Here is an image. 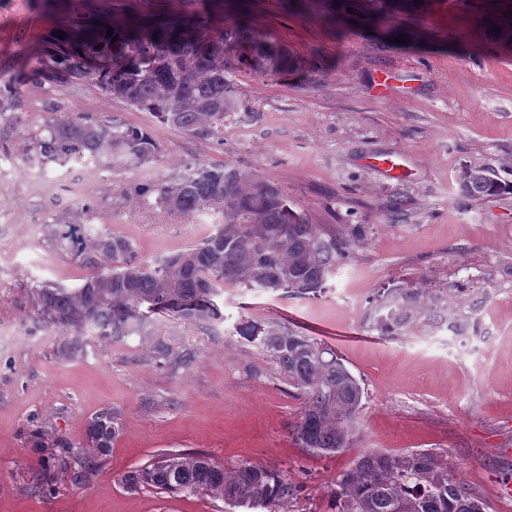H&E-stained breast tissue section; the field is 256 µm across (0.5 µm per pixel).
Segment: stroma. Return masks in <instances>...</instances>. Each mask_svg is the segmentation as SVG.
Returning <instances> with one entry per match:
<instances>
[{
  "instance_id": "obj_1",
  "label": "stroma",
  "mask_w": 512,
  "mask_h": 512,
  "mask_svg": "<svg viewBox=\"0 0 512 512\" xmlns=\"http://www.w3.org/2000/svg\"><path fill=\"white\" fill-rule=\"evenodd\" d=\"M79 0H0V84L20 81L40 122L39 53L46 34ZM106 19L168 17L208 9L235 18L247 4L254 25L288 51L292 66L274 76L245 74L246 102L224 123L215 146L150 121L147 113L104 101L94 82L51 89L68 112H87L148 127L163 147L153 167L118 177L75 165L47 168L31 190L23 177L0 184V251L28 250L0 274V322L24 339L0 348V512H225L221 498L128 491L124 474L161 453L201 454L233 468L259 464L303 487L294 512H334L330 490L364 450L429 451L484 498L488 512H512L497 486L512 480V190L474 200L458 189L462 170L493 168L512 183V48L491 42L480 17L490 0H423L404 25L414 40L395 43L364 20H325L331 0H80ZM398 155L409 171L389 177L372 158ZM232 163L275 181L311 223L362 236L321 296L234 288L224 320L179 325L194 362L157 368L138 339L104 342L86 357L53 354L49 328L33 320L29 287L78 283L79 267L49 256L43 226L88 202L97 227L131 239L152 261L199 243L205 216H170L137 196L120 205V188L198 164ZM405 202L392 217L393 200ZM404 286L444 295V320L422 314L406 331L369 330L372 298ZM242 321L282 323L336 351L364 390L348 451L308 453L294 438L302 401L279 367L241 338ZM459 323L461 349L419 356L411 336L448 335ZM120 412L122 430L97 472L76 480V457L89 420Z\"/></svg>"
}]
</instances>
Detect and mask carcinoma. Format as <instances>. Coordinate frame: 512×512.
Instances as JSON below:
<instances>
[{
    "instance_id": "carcinoma-1",
    "label": "carcinoma",
    "mask_w": 512,
    "mask_h": 512,
    "mask_svg": "<svg viewBox=\"0 0 512 512\" xmlns=\"http://www.w3.org/2000/svg\"><path fill=\"white\" fill-rule=\"evenodd\" d=\"M420 2L334 0L329 20L340 24L341 14L351 7L387 23L388 38H402L406 32L393 19L414 14ZM110 27L118 35L115 40L106 37ZM42 59L49 82L91 80L105 100H121L188 136L219 145L224 144V119L242 106L236 76L288 69V54L256 31L245 11L219 24L199 14L110 24L78 8L47 36ZM23 121L21 94L11 84L0 86V155L10 156L3 141ZM24 140L23 155L34 152L58 166L92 164L114 177L150 167L162 154L160 142L145 126L62 112L50 100L43 122L26 128ZM458 185L473 199L512 190L493 172L488 178L461 179ZM138 194L166 214L212 215L213 226L202 244L145 262L138 259L132 240L93 227V205L44 225L47 250L87 271L72 287L40 282L29 289L31 312L57 333L54 355L60 360L86 356L102 338L136 337L153 364L175 372L188 366L193 354L173 326L155 315L187 325L221 323L226 284L316 298L355 243L310 223L290 207L273 180L228 162L201 167L193 179H160L138 188ZM422 312L419 291L396 287L378 292L370 328L397 335ZM236 332L259 340L303 398L294 427L300 446L317 455L347 451L363 390L336 352L277 322L265 328L241 322ZM119 421L113 410L91 418L79 477L98 468L119 433ZM122 483L134 491L208 494L249 512H288L302 492L301 485L257 464L228 471L204 456L171 453L122 476ZM331 498L336 512H487L483 498L457 478L446 460L422 451L361 453L338 475Z\"/></svg>"
}]
</instances>
